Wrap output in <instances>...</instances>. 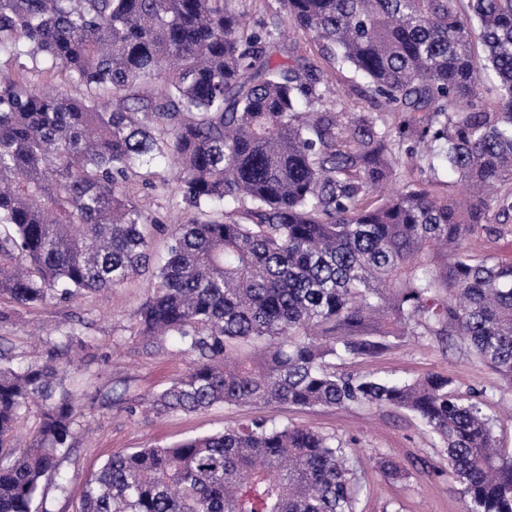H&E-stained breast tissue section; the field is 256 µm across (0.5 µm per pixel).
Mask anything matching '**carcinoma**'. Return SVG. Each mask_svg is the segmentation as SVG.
<instances>
[{
	"mask_svg": "<svg viewBox=\"0 0 512 512\" xmlns=\"http://www.w3.org/2000/svg\"><path fill=\"white\" fill-rule=\"evenodd\" d=\"M231 0H0V55L83 93L0 81V298L30 306L121 287L149 270L155 221L127 197L176 170L194 210L171 228L137 311L145 351L171 339L189 369L160 414L216 405L392 407L448 453L463 512H512V453L478 397L433 373L336 372L407 336L463 348L512 389V264L470 237L512 236V0H278L320 59L360 74L376 111H336L315 62ZM429 180L372 201L397 170ZM467 188L436 194L440 173ZM386 313L398 331L370 326ZM0 341V512H50L84 404L54 354ZM40 424L15 446L25 408ZM356 450L261 420L113 454L79 512H356Z\"/></svg>",
	"mask_w": 512,
	"mask_h": 512,
	"instance_id": "carcinoma-1",
	"label": "carcinoma"
}]
</instances>
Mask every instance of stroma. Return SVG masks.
I'll return each mask as SVG.
<instances>
[{
	"instance_id": "35a3bbf8",
	"label": "stroma",
	"mask_w": 512,
	"mask_h": 512,
	"mask_svg": "<svg viewBox=\"0 0 512 512\" xmlns=\"http://www.w3.org/2000/svg\"><path fill=\"white\" fill-rule=\"evenodd\" d=\"M328 78V98L338 111L352 116L372 111L366 82L351 68L329 70ZM128 193L140 210L158 221L153 247L165 251L167 226L184 222L190 209L180 195L138 182L129 185ZM151 294V278L145 275L119 288L44 306L13 305L0 299V308L13 312L10 322L0 324V336L7 337L18 353L28 351L30 335L39 327L52 330L77 317L87 324L86 347L72 348L67 354L71 367L66 385L76 396L93 394L97 401L85 413L90 431L78 432L62 464L69 495L50 497L52 512H78L86 478L111 454L270 418L336 436L357 449V468L364 485L357 512H462L442 443L416 417L399 410L244 404L159 416L141 408L130 414L111 405L107 395L115 382H124L131 397L140 398L163 390L190 366L189 356L170 342L152 354L137 350L136 312ZM354 369L402 380L441 373L452 378L462 393H483L491 412L499 417L495 432L500 446L512 450V419L505 415L512 405V391L503 387L495 372L463 351L445 352L436 341L409 336L383 354L355 363Z\"/></svg>"
}]
</instances>
